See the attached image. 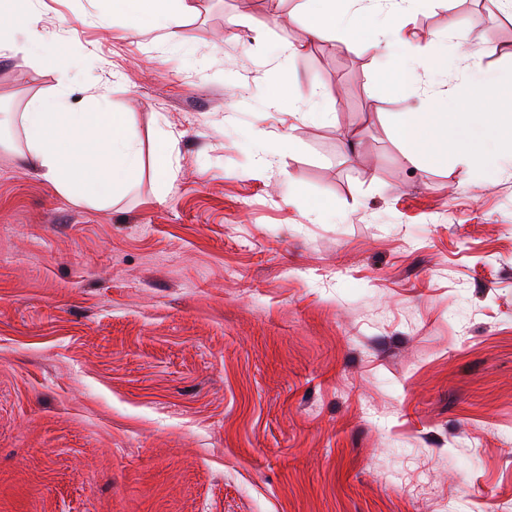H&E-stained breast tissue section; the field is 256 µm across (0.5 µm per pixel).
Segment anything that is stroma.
<instances>
[{
    "label": "stroma",
    "instance_id": "1",
    "mask_svg": "<svg viewBox=\"0 0 512 512\" xmlns=\"http://www.w3.org/2000/svg\"><path fill=\"white\" fill-rule=\"evenodd\" d=\"M304 6L196 0L169 40L40 0L69 68L0 55L12 140L29 96L102 87L142 158L95 208L0 147V512H512V165L396 133L512 76V12L423 0L449 65L369 27L292 54Z\"/></svg>",
    "mask_w": 512,
    "mask_h": 512
}]
</instances>
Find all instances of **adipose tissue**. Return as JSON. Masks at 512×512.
<instances>
[{"label":"adipose tissue","mask_w":512,"mask_h":512,"mask_svg":"<svg viewBox=\"0 0 512 512\" xmlns=\"http://www.w3.org/2000/svg\"><path fill=\"white\" fill-rule=\"evenodd\" d=\"M27 2L0 0V54L29 60L38 47L52 55L56 67L66 68L65 56L54 51L36 12H28L26 24H18L20 7ZM374 3L373 15L392 22L393 36L417 56L429 58L436 51H447L448 42L441 36L424 40L399 25V18L411 14L418 0ZM112 10L125 17L132 30H149L160 22L173 38L177 25L194 12L195 5L194 0H112ZM303 17L311 37L336 35L339 50L350 46L347 31L361 25L360 17L338 10L336 0H306ZM511 99V78L481 77L461 108L449 107L447 93L434 94L429 108L401 114L398 133L410 155L449 160L461 153L472 169L485 173L512 162V113L502 109ZM18 121L23 131V144L16 150L19 159L38 169L70 201L107 207L114 196L133 185L141 156L123 113L75 110L67 91L61 89L30 97Z\"/></svg>","instance_id":"1"}]
</instances>
